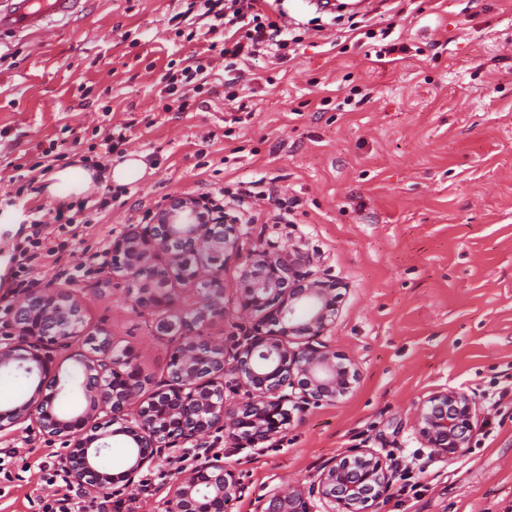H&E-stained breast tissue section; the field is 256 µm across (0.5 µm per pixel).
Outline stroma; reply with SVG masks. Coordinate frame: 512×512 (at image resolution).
I'll list each match as a JSON object with an SVG mask.
<instances>
[{"instance_id":"stroma-1","label":"stroma","mask_w":512,"mask_h":512,"mask_svg":"<svg viewBox=\"0 0 512 512\" xmlns=\"http://www.w3.org/2000/svg\"><path fill=\"white\" fill-rule=\"evenodd\" d=\"M281 3L302 43L293 61H252L240 124L216 54L213 93L164 111L162 76L202 49L171 0H84L74 21L0 33V194L52 139L67 163L105 170L90 193L100 198L118 160L102 143L109 125H128L127 152L151 162L90 223L49 225L53 252L26 274L15 257L29 227L0 203V334L25 288L56 283L81 301L88 329L134 351L155 388L174 343L95 253L172 197L260 183L292 221L274 223L273 201L226 206L242 235L224 264L226 315L204 335L228 343L251 328L239 282L253 251L309 252L336 286L327 341L361 379L340 402L292 412L279 440L238 448L209 435L245 486L232 512H257L271 489L308 484L359 447L426 468L417 496L388 498L382 512H512V394L496 412L479 397L512 385V0H371L362 12ZM395 43L404 53L389 54ZM446 387L477 398L471 440L450 458L431 454L414 425L418 403ZM3 448L16 451L17 479L0 483V512H38L63 441L34 428L0 433ZM170 454L141 482L114 485L109 512H164L179 475Z\"/></svg>"}]
</instances>
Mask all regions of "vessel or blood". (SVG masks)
<instances>
[{"label":"vessel or blood","mask_w":512,"mask_h":512,"mask_svg":"<svg viewBox=\"0 0 512 512\" xmlns=\"http://www.w3.org/2000/svg\"><path fill=\"white\" fill-rule=\"evenodd\" d=\"M81 9L82 0H0V31L45 30Z\"/></svg>","instance_id":"vessel-or-blood-1"}]
</instances>
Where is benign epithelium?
<instances>
[{
    "label": "benign epithelium",
    "instance_id": "obj_1",
    "mask_svg": "<svg viewBox=\"0 0 512 512\" xmlns=\"http://www.w3.org/2000/svg\"><path fill=\"white\" fill-rule=\"evenodd\" d=\"M238 224L205 197L177 196L159 209L153 224H127L110 247L111 269L135 282V305L159 312L155 331L176 336L169 376L149 395L132 351L116 348L102 330L79 324L73 295L48 284L13 306L11 331L0 336V371L21 370L37 381L33 393L0 407V432L30 426L60 438L67 451L56 467L95 499L122 482L132 485L153 468L163 448H208L205 438L222 428L238 448H253L285 432L287 403L297 408L335 402L359 381L357 365L321 337L336 319V296L311 270L305 253L282 257L257 251L240 277L241 308L254 316L252 331L234 344L235 365L225 381V346L203 335L205 323L224 317V263L236 252ZM195 288L193 303L169 313L179 300L175 285ZM92 351L69 356L76 370L60 372L54 349L76 341ZM79 386L85 404L62 408L59 397ZM243 397L228 402L225 388ZM475 402L466 392L443 388L419 406L417 433L425 447L452 457L467 447ZM113 429L102 431L100 415ZM121 436L125 469L103 464L106 439ZM393 483L390 467L371 448H352L326 465L307 486L274 489L259 512H378ZM244 492L221 456L204 452L175 481L165 512H231Z\"/></svg>",
    "mask_w": 512,
    "mask_h": 512
}]
</instances>
